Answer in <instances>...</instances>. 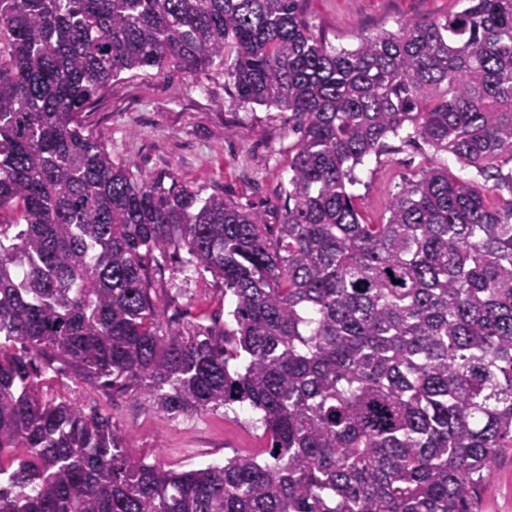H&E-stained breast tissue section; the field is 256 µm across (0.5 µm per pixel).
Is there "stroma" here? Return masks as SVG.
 Wrapping results in <instances>:
<instances>
[{
	"instance_id": "35a3bbf8",
	"label": "stroma",
	"mask_w": 512,
	"mask_h": 512,
	"mask_svg": "<svg viewBox=\"0 0 512 512\" xmlns=\"http://www.w3.org/2000/svg\"><path fill=\"white\" fill-rule=\"evenodd\" d=\"M461 0H304L310 30L336 49L351 50L363 38L397 31L406 22L443 17L462 9ZM86 126L114 162L133 172L176 175L188 188L264 213L277 224L285 203L282 187L299 136L287 113L243 106L223 74L192 75L167 68L128 72L84 112ZM448 165L471 178L452 155L422 141L389 137L379 154L356 168L351 191L365 221L382 223L385 204L405 177L422 168ZM179 260L168 262L160 297L165 317L181 327L206 330L223 324L227 307L222 281L206 275L184 280ZM34 379L43 399H64L84 411L111 417L130 454L174 470L219 462L237 453H263L266 441L248 410L206 411L167 418L148 398L86 387L58 363L36 360ZM481 512H512V450L502 454L480 492Z\"/></svg>"
}]
</instances>
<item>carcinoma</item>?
<instances>
[{"label":"carcinoma","mask_w":512,"mask_h":512,"mask_svg":"<svg viewBox=\"0 0 512 512\" xmlns=\"http://www.w3.org/2000/svg\"><path fill=\"white\" fill-rule=\"evenodd\" d=\"M465 2L336 51L300 0H0V512H481L512 448V197L486 201L512 191V0ZM169 65L288 113L275 238L83 124ZM404 132L477 177L429 167L368 224L348 187ZM181 251L231 297L218 333L164 322L144 260ZM48 353L167 417L247 407L267 458L137 460L110 417L39 398Z\"/></svg>","instance_id":"cac0c4a2"}]
</instances>
